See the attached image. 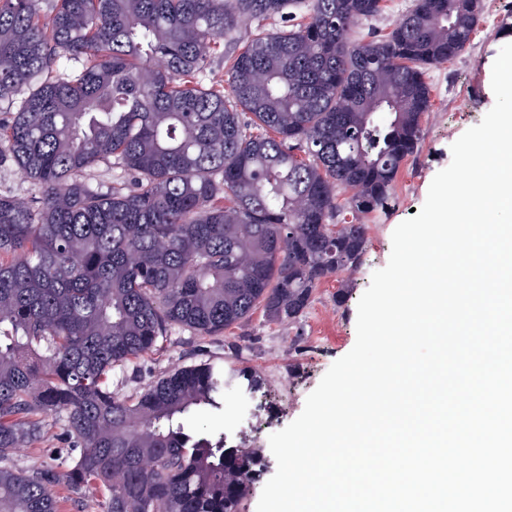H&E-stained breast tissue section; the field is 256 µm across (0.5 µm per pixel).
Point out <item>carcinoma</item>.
<instances>
[{"label": "carcinoma", "instance_id": "cac0c4a2", "mask_svg": "<svg viewBox=\"0 0 512 512\" xmlns=\"http://www.w3.org/2000/svg\"><path fill=\"white\" fill-rule=\"evenodd\" d=\"M0 0V125L42 187L0 196V460L65 423L66 454L0 468V512H59L52 489H100L98 512H245L265 467L246 436L192 432L224 392H262L213 363L134 397L112 371L172 329L218 336L262 309L303 315L356 268L362 218L391 205L430 109L425 67L470 44L483 0H414L390 32L353 27L382 0ZM279 17L205 82L221 40ZM110 162L111 187L80 180ZM345 193L344 201H339ZM336 223H330V220Z\"/></svg>", "mask_w": 512, "mask_h": 512}]
</instances>
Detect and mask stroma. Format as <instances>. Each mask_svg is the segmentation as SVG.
Here are the masks:
<instances>
[{"mask_svg": "<svg viewBox=\"0 0 512 512\" xmlns=\"http://www.w3.org/2000/svg\"><path fill=\"white\" fill-rule=\"evenodd\" d=\"M508 43H512V0H484L481 20L465 51L451 61L426 67L432 110L423 118L417 157L405 164L388 209L368 215L367 247L359 267L316 288L297 323H274L258 310L248 321L231 326L218 336L173 329L163 351L145 356L136 367L113 371L114 388L129 396L163 372L203 362L256 369L266 379L264 401L241 397L236 413L220 416L200 412L189 425L195 430L222 432L231 437L244 431L267 451L270 434L282 430L302 413L307 396L330 366L353 348L358 301L373 272L387 265L394 229L410 218L413 210L422 208L432 179L451 162V145L479 124L493 107L492 64L501 47ZM0 195L30 204L39 200L42 188L4 154L0 156ZM43 430V443L18 449L1 460L0 466L21 470L50 460L53 451L64 445L63 427L48 418ZM265 461L263 480L254 485L246 512H257L262 483L276 472L273 454L267 451Z\"/></svg>", "mask_w": 512, "mask_h": 512, "instance_id": "obj_1", "label": "stroma"}]
</instances>
